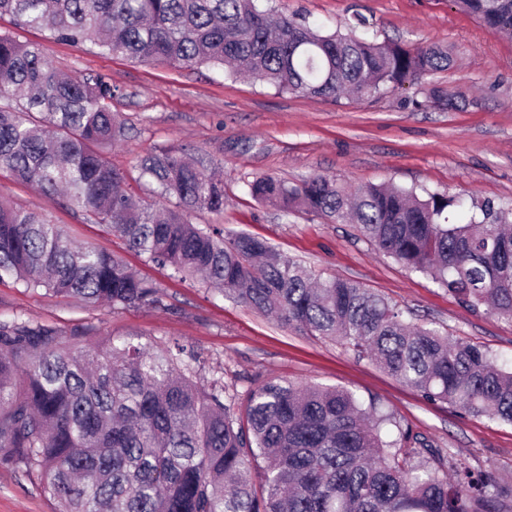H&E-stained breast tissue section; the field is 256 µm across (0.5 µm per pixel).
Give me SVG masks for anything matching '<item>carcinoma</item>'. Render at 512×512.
I'll list each match as a JSON object with an SVG mask.
<instances>
[{"mask_svg":"<svg viewBox=\"0 0 512 512\" xmlns=\"http://www.w3.org/2000/svg\"><path fill=\"white\" fill-rule=\"evenodd\" d=\"M261 0H0V16L44 44L0 34V170L61 194L147 260L282 325L368 357L430 402L512 424V370L466 340L412 323L349 278L320 280L266 240L200 226L224 212V179L186 150L106 159L125 128L100 73L70 75L48 44L178 68L248 74L280 93L363 100L425 84L448 49L376 43L273 16ZM512 35V0H452ZM258 202L353 224L378 251L429 277L466 307L512 317V223L487 201L451 223L440 194L368 184L353 192L318 175L249 183ZM176 199L175 206L166 202ZM114 310L163 306V289L121 257L74 246L64 228L0 201V282ZM191 346L111 339L74 349L59 329L18 313L0 319V463L37 474L56 512H500L492 473L337 387L268 381L239 400L224 376H197Z\"/></svg>","mask_w":512,"mask_h":512,"instance_id":"cac0c4a2","label":"carcinoma"}]
</instances>
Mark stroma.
Returning <instances> with one entry per match:
<instances>
[{
  "label": "stroma",
  "instance_id": "stroma-1",
  "mask_svg": "<svg viewBox=\"0 0 512 512\" xmlns=\"http://www.w3.org/2000/svg\"><path fill=\"white\" fill-rule=\"evenodd\" d=\"M275 8L325 32L346 31L360 15L367 24L358 34L366 40L447 46L452 64L434 83L459 97L461 106L414 107L420 88L408 84L362 101L333 100L281 94L204 67L100 56L67 43L51 44L50 55L67 72L100 73L117 86L112 109L128 133L106 154L113 166L130 171L140 156L171 147L192 150L207 165L222 163L224 211L195 213L193 223L265 239L315 274L356 280L408 320L483 346L511 364L512 319L467 310L428 277L377 251L354 225L331 224L301 208L282 213L254 200L248 185L266 175L299 182L320 174L352 188L391 183L422 198L447 196L454 219L476 202L512 208V39L460 12L451 0H276ZM0 200L45 215L76 242L120 255L165 292L163 307L115 311L5 281L1 318L21 313L32 323L58 327L78 346H101L112 337L160 346L177 339L200 353L203 375L222 372L225 385L242 397L269 380L342 387L362 404L378 402L401 427L467 466L492 470L498 483L512 486L511 425L426 401L337 342L282 327L201 282L174 277L127 250L64 198L4 171ZM0 512H55V504L42 493L37 474L21 464H0Z\"/></svg>",
  "mask_w": 512,
  "mask_h": 512
}]
</instances>
